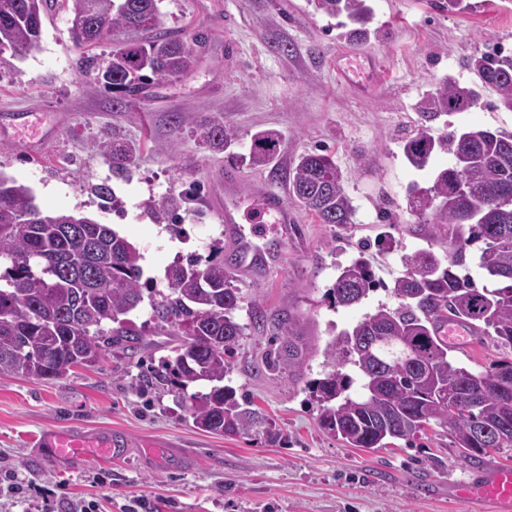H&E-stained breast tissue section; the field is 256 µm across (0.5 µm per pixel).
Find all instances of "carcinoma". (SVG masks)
Returning a JSON list of instances; mask_svg holds the SVG:
<instances>
[{
	"label": "carcinoma",
	"mask_w": 512,
	"mask_h": 512,
	"mask_svg": "<svg viewBox=\"0 0 512 512\" xmlns=\"http://www.w3.org/2000/svg\"><path fill=\"white\" fill-rule=\"evenodd\" d=\"M159 0H65L70 34L78 46L93 48L120 31L145 38L113 43L105 57L87 55L80 69L90 84L112 93L122 110L154 82L191 71L197 56L165 27ZM47 0H0V51L23 56L41 36ZM317 11L345 16L354 26L344 37L371 38L368 0H314ZM475 80L462 84L443 77L419 104L420 128L403 146L409 163L424 168L435 150L452 155L432 184L409 188V205L448 241L445 256L422 249L404 257L406 272L394 281L397 306L379 305L352 330L328 346L334 370L310 382L321 406L319 425L348 448L375 451L392 439H407L431 423L447 428L463 458L512 448V361L500 360L476 373L449 360L448 322L494 333L512 346V131L470 129L439 137L427 123L466 112L482 89L512 111V56L477 50L469 59ZM196 136L206 148L223 151L235 132L218 120ZM279 135L254 136L250 162L269 169ZM117 175L127 172L133 146L107 135L100 141ZM289 196L322 224L352 223L354 208L342 172L327 154L299 158L288 174ZM0 377L26 376L46 382L90 366L112 349L135 352L141 332L125 315L143 299L140 253L107 224L81 213L43 212L33 190L0 172ZM491 287L478 288L470 262ZM168 293L153 301L157 327L182 337L177 355L143 380L148 386L182 389L212 383L193 393L186 411L198 429L220 436L247 435L260 424V411L245 395L224 384L244 327L234 311L241 296L231 264L192 259L167 273ZM371 261L361 253L338 267L329 297L334 307H354L381 286ZM298 323L288 321L278 346L267 351L266 367L286 360L302 368L308 347ZM352 367L353 373L345 371Z\"/></svg>",
	"instance_id": "cac0c4a2"
}]
</instances>
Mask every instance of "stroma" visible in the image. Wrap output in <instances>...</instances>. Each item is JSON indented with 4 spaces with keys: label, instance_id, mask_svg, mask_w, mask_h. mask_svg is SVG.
<instances>
[{
    "label": "stroma",
    "instance_id": "stroma-1",
    "mask_svg": "<svg viewBox=\"0 0 512 512\" xmlns=\"http://www.w3.org/2000/svg\"><path fill=\"white\" fill-rule=\"evenodd\" d=\"M459 14L440 0H371L375 37L365 43L341 38L338 19L317 12L312 0H162L160 9L177 38L197 47L188 74L152 85L131 111L112 105L111 93L91 88L79 62L86 53L69 35L63 0H49L39 44L27 55L0 52V172L30 186L36 205L80 211L110 225L139 250L144 278L166 291L165 273L175 263L217 255L232 261L234 242L209 200L224 174L252 196L287 192L286 174L299 156L333 157L355 208L353 224H323L295 208V224L267 235L265 245L282 262L267 272L238 270L244 325L224 379L254 400L260 429L216 436L196 428L181 393L208 392L207 382L185 391L144 389L147 371L175 357L178 337L155 325L149 300L129 313L143 333V351L113 350L68 378L42 382L0 379V512H66L71 501L97 498L103 512L146 500L151 512H478L457 502L453 489L512 467V448L468 461L448 429L432 424L408 440L366 453L345 447L319 426V408L307 389L332 369L326 349L377 305L394 304L389 286L404 270V256L432 244L408 204L412 182L426 183L451 161L437 152L418 169L403 155L405 137L419 123L417 105L438 81L452 75L471 82L467 63L475 50L512 53V0H467ZM291 44L288 53L273 51ZM234 53H227V45ZM347 56L356 82L378 76L358 94L336 76L337 56ZM31 116L23 137L12 135L20 114ZM182 131H175V118ZM219 118L237 134L227 150L204 148L194 128ZM434 135L464 128L512 131V111L497 107L485 91L470 111L440 117ZM263 130L281 137L275 154L282 172L251 165L253 137ZM110 134L138 144L129 170L112 171L100 149ZM173 152H165V145ZM106 183L123 204L104 209L94 191ZM180 201L176 224L157 223L149 202ZM368 246L384 286L353 308L325 297L336 268ZM264 329L252 325L255 310ZM304 320L316 351L302 375L287 365L268 370L263 358L281 321ZM452 360L480 372L512 361V346L477 336ZM279 434L268 443L264 428ZM52 430L121 443L118 459L78 461L54 456L42 439Z\"/></svg>",
    "mask_w": 512,
    "mask_h": 512
}]
</instances>
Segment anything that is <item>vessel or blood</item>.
Listing matches in <instances>:
<instances>
[{
	"label": "vessel or blood",
	"instance_id": "vessel-or-blood-1",
	"mask_svg": "<svg viewBox=\"0 0 512 512\" xmlns=\"http://www.w3.org/2000/svg\"><path fill=\"white\" fill-rule=\"evenodd\" d=\"M241 197V189L233 186L225 192L224 208L219 213L224 230L236 242L241 268L250 270L269 266L273 258L261 249L259 239L264 238L268 225L291 224L294 223L295 217L289 211L282 195L268 192L255 201L251 231H243L238 217V203ZM48 442L62 457L80 456L84 453V441L71 436L54 434L49 436ZM455 494L461 499L487 503L492 506L494 512H512V467L496 470L483 482L459 485L455 489Z\"/></svg>",
	"mask_w": 512,
	"mask_h": 512
}]
</instances>
